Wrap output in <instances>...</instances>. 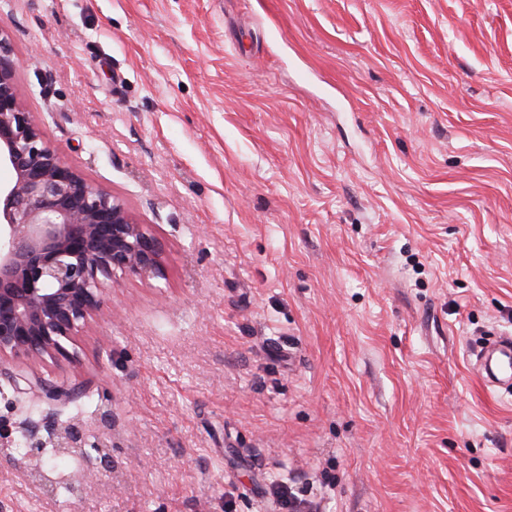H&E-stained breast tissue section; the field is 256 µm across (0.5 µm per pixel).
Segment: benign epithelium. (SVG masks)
I'll list each match as a JSON object with an SVG mask.
<instances>
[{
  "instance_id": "benign-epithelium-1",
  "label": "benign epithelium",
  "mask_w": 512,
  "mask_h": 512,
  "mask_svg": "<svg viewBox=\"0 0 512 512\" xmlns=\"http://www.w3.org/2000/svg\"><path fill=\"white\" fill-rule=\"evenodd\" d=\"M17 67L0 38V164L15 173L0 188V355L66 358L64 342L98 314L112 277H165L164 249L121 200L47 144L18 99ZM25 382L53 401L77 396L40 379ZM81 443L74 423L52 439L67 454Z\"/></svg>"
}]
</instances>
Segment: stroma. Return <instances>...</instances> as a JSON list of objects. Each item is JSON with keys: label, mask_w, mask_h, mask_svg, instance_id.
I'll list each match as a JSON object with an SVG mask.
<instances>
[{"label": "stroma", "mask_w": 512, "mask_h": 512, "mask_svg": "<svg viewBox=\"0 0 512 512\" xmlns=\"http://www.w3.org/2000/svg\"><path fill=\"white\" fill-rule=\"evenodd\" d=\"M0 34L167 265L0 359V512H512L474 365L512 333V0H0ZM65 422L71 487L19 450ZM82 430L81 427L70 423L61 428H57L53 435L52 447L59 448L61 453H73L81 448Z\"/></svg>", "instance_id": "35a3bbf8"}]
</instances>
